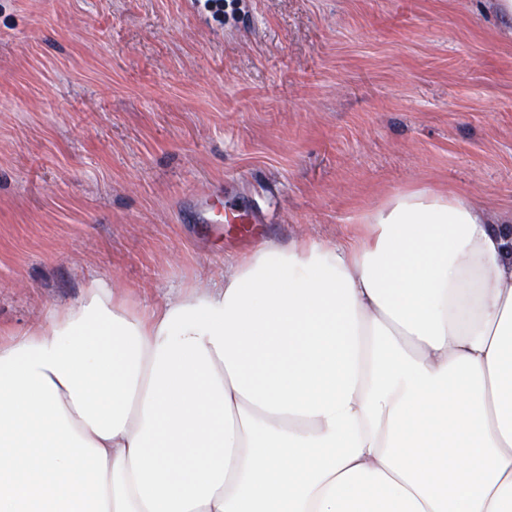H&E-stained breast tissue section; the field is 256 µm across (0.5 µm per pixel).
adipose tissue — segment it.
<instances>
[{"label": "adipose tissue", "mask_w": 512, "mask_h": 512, "mask_svg": "<svg viewBox=\"0 0 512 512\" xmlns=\"http://www.w3.org/2000/svg\"><path fill=\"white\" fill-rule=\"evenodd\" d=\"M0 512H512V228L415 187L147 311L0 338Z\"/></svg>", "instance_id": "1"}]
</instances>
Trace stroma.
<instances>
[{"label":"stroma","instance_id":"1","mask_svg":"<svg viewBox=\"0 0 512 512\" xmlns=\"http://www.w3.org/2000/svg\"><path fill=\"white\" fill-rule=\"evenodd\" d=\"M264 219L192 223L204 187ZM512 203V30L491 0H0V333L95 281L141 310L269 241L347 242L413 187Z\"/></svg>","mask_w":512,"mask_h":512}]
</instances>
